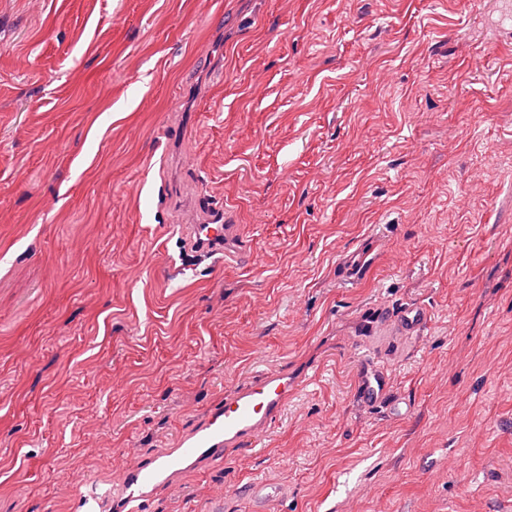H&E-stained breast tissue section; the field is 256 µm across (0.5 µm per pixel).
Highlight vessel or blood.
Segmentation results:
<instances>
[{
	"label": "vessel or blood",
	"mask_w": 512,
	"mask_h": 512,
	"mask_svg": "<svg viewBox=\"0 0 512 512\" xmlns=\"http://www.w3.org/2000/svg\"><path fill=\"white\" fill-rule=\"evenodd\" d=\"M185 236L195 257L227 256L232 244L241 238V227L227 223L223 208L206 204L188 218ZM430 322L429 309L410 304L378 310L361 320L358 327L371 336L381 326L390 324L401 335L416 337L423 335ZM297 390V380L281 368L267 369L259 378L226 390L199 424L180 433L170 447L138 454L114 475L112 491L97 505L96 512H145L159 490L265 436ZM354 395L357 403L368 409L391 402L387 366L379 361L360 360ZM240 495L247 504V512H269L282 491L273 483L252 481L241 487Z\"/></svg>",
	"instance_id": "b4317fda"
}]
</instances>
